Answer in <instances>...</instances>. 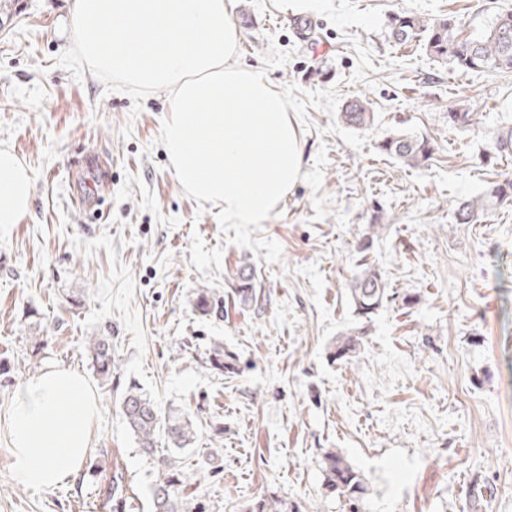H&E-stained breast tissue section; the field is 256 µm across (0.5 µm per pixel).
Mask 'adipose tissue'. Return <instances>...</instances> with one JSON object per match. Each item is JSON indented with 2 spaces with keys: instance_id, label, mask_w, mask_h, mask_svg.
Segmentation results:
<instances>
[{
  "instance_id": "obj_1",
  "label": "adipose tissue",
  "mask_w": 512,
  "mask_h": 512,
  "mask_svg": "<svg viewBox=\"0 0 512 512\" xmlns=\"http://www.w3.org/2000/svg\"><path fill=\"white\" fill-rule=\"evenodd\" d=\"M32 179L21 159L0 147V226L22 221L31 206ZM98 401L87 380L50 366L14 392L4 421L5 457L27 489L59 487L81 473L89 456Z\"/></svg>"
}]
</instances>
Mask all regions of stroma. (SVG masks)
<instances>
[{
	"mask_svg": "<svg viewBox=\"0 0 512 512\" xmlns=\"http://www.w3.org/2000/svg\"><path fill=\"white\" fill-rule=\"evenodd\" d=\"M71 2L0 0V146L33 175L28 214L0 228V361L13 372L0 414L45 368L80 372L99 403L89 458L102 473L34 492L0 455V512H96L116 473L128 512H150L158 471L125 426L117 385L99 381L86 355L106 330L120 383L190 415L196 436L175 457L186 494L211 512H242L268 491L298 512H349L322 484L334 448L366 480L358 512H512V203L475 224L454 220L456 201L512 174V157L494 149L499 127L512 126V73L464 74L387 37L396 12L452 14L470 34L512 0H301L291 10L232 0L241 66L264 70L277 91L332 90L375 112L357 129L308 108L301 170L322 150L327 163L320 189L298 180L253 231L281 245L273 264L229 243L217 208L184 193L157 141L166 92L137 105L57 66L72 46L62 30ZM273 44L294 56L267 70ZM454 108L477 112L479 125L450 128ZM400 131L431 139L432 160L383 155L380 141ZM89 153L112 161L92 220L69 196ZM364 262L389 300L363 324L357 357L335 361L337 337L360 325L349 283ZM246 263L258 295L248 305L234 292ZM203 290L209 314L195 305ZM216 340L235 373L211 368Z\"/></svg>",
	"mask_w": 512,
	"mask_h": 512,
	"instance_id": "1",
	"label": "stroma"
}]
</instances>
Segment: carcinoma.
<instances>
[{"instance_id":"carcinoma-1","label":"carcinoma","mask_w":512,"mask_h":512,"mask_svg":"<svg viewBox=\"0 0 512 512\" xmlns=\"http://www.w3.org/2000/svg\"><path fill=\"white\" fill-rule=\"evenodd\" d=\"M390 37L399 44L422 43L426 52L437 59L446 60L455 69L466 73L512 72V10L494 17L491 25L466 37L460 34V21L449 15L430 19L411 12L393 15L390 20ZM474 113L468 109H452L448 112V125L464 128L473 124ZM341 121L354 128H366L374 123L371 102L364 98L346 105ZM386 155L410 166L419 167L432 158V142L424 137L406 132L385 137L379 144ZM495 151L500 156L512 155V127H502L495 140ZM512 201V175L488 182L476 196L459 200L454 208L455 222L474 224L491 209ZM239 300L246 304L256 299L250 269L246 266L238 272L235 287ZM350 293L356 315L368 319L378 311L389 295L378 268L368 263L361 265L353 276ZM365 330L354 328L336 338L331 357L335 360L351 359L360 353ZM88 352L93 368L100 379L109 382L117 370L112 358V338L92 336L88 340ZM210 363L220 371L235 370L234 355L218 341L210 347ZM120 409L127 428L137 440L140 451L146 456L157 453L159 434L167 436L173 450L186 448L194 436L192 421L182 414L162 418L157 406L139 388L128 385L120 399ZM164 470L161 480L152 488L153 512H210V504L203 497L187 499L179 489L184 483L183 473L173 463L171 456H160ZM323 484L331 492L347 502H355L367 492L365 478L339 450H328L322 460ZM128 496L122 481L112 479V512H126ZM246 512H294L288 501L275 492H269L246 506Z\"/></svg>"}]
</instances>
